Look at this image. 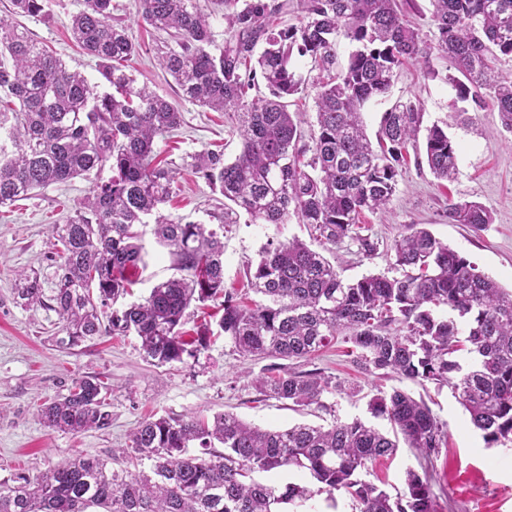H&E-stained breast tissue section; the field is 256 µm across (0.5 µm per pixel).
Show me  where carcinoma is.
Instances as JSON below:
<instances>
[{
  "mask_svg": "<svg viewBox=\"0 0 512 512\" xmlns=\"http://www.w3.org/2000/svg\"><path fill=\"white\" fill-rule=\"evenodd\" d=\"M218 4L230 33L221 48L200 0H140L142 21L166 34L159 64L177 85V102L128 72L139 45L112 20V0H83L70 27L112 88L103 94L16 21L41 15L45 0H11L9 14L0 15V207L99 174L76 216L52 225L59 246L53 280L20 272L16 302L55 313L60 349L106 333L133 334L146 361L166 366L208 348V331L186 339L183 320L192 303L222 294L219 334L243 356L307 362L341 338L364 372L446 385L487 444L511 443L512 290L416 224L391 246L398 276L347 282L323 250L347 240L366 255L377 249L360 216L387 209L402 150L424 130L423 112L411 100L393 104L382 115L376 147L362 113L388 95L402 65L427 63L435 53L448 58L461 75L458 98L469 105L452 118L464 124L468 111L490 104L512 132V73L500 68L501 57L512 58V0H431L429 40L399 0H303L300 25L284 27L275 20L288 11V0ZM340 37L354 49L338 71ZM299 58L319 71L310 149L302 144L298 113L289 110V98L303 91L294 68ZM258 78L266 93L253 96ZM182 101L232 113L242 141L230 163L204 151L187 164L224 197L207 222L162 212L178 169L158 161L154 146L181 127ZM424 131L428 168L438 180L454 178L456 143L438 125ZM309 150L310 160L302 161ZM242 211L265 224H286L293 215L320 245L268 242L246 272L247 287L263 298L252 307L224 291V233ZM448 223L479 227L492 216L477 202L450 203ZM148 230L168 249L177 274L142 301L118 308L146 267ZM256 386L296 407L321 406L323 396L341 390L321 372L281 364L267 368ZM108 393L99 377L81 376L67 395L39 407V421L71 435L106 429ZM369 410L390 422L393 436L360 419L327 429H260L229 413L210 422L194 414L152 416L130 435L131 454L151 462V474L114 469L98 458L66 459L33 476L0 480V512H283L285 504L304 505L311 490L296 483L281 490L254 474L287 469L309 474L332 502L336 492L347 495L355 512H438L428 477L412 469L395 497L366 477L401 441L429 459L443 443L442 424L424 401L398 389L375 395ZM194 444L201 454H189Z\"/></svg>",
  "mask_w": 512,
  "mask_h": 512,
  "instance_id": "1",
  "label": "carcinoma"
}]
</instances>
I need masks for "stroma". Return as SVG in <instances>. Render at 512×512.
Masks as SVG:
<instances>
[{"label":"stroma","instance_id":"stroma-1","mask_svg":"<svg viewBox=\"0 0 512 512\" xmlns=\"http://www.w3.org/2000/svg\"><path fill=\"white\" fill-rule=\"evenodd\" d=\"M112 3L113 17L128 27L140 46L130 63L138 82L175 100L176 85L157 63L159 35L143 23L139 0ZM81 7L82 0H48L44 16L26 17L22 23L69 69L82 72L101 91L105 84L96 60L80 50L69 31L71 17ZM400 99L421 103L424 126L446 127L459 146L458 174L450 182L435 179L420 163L425 156L424 143L409 144L407 162L387 212H368L362 217L372 236L378 238L379 248L367 257L355 245L342 244L333 253L342 278L355 281L369 274L394 275L391 245L406 225L418 224L511 290L512 133L502 127L497 110L491 107L472 113L470 126L451 124L450 114L460 102L448 61L436 54L429 63L404 66L388 96L365 107L368 134L376 133L383 113ZM181 110V128L155 143L160 159L182 165L190 155L220 150L225 160H234L241 141L226 113L188 102L182 103ZM93 182L90 176L77 177L0 207V480L20 471H45L75 454L105 459L112 468H123L122 451L131 431L155 414L192 412L211 417L232 413L263 429L297 423L327 426L337 418H360L374 421L386 431L389 422L373 418L368 403L378 392L397 388L426 401L443 425L445 442L428 461L413 449L400 447L393 459L377 465L371 482L394 495L403 491L407 469L425 470L439 512H512V444L487 446L448 387L363 373L347 356L343 341L317 353L307 367L334 381L359 385L360 394H328L322 406L304 409L260 394L255 380L268 367V360L244 359L229 341L217 335L198 359L164 367L143 360L140 342L133 335L102 336L69 350L56 347L51 341L55 314L20 307L13 300L12 288L22 270L34 269L42 277H52L54 240L50 227L67 223ZM218 198L208 184L184 169L177 194L162 211L202 220ZM452 201L482 204L491 212L492 223L479 228L449 223L447 211ZM294 237L308 240L307 225L293 219L285 224L253 223L248 216H241L224 239L225 290L245 294L246 267L256 263L261 248L267 242ZM143 245L147 266L126 297L130 303L147 296L153 285L174 274L165 248L149 235ZM84 375L107 382L111 426L76 436L44 428L36 417L38 406L66 395L73 379Z\"/></svg>","mask_w":512,"mask_h":512}]
</instances>
